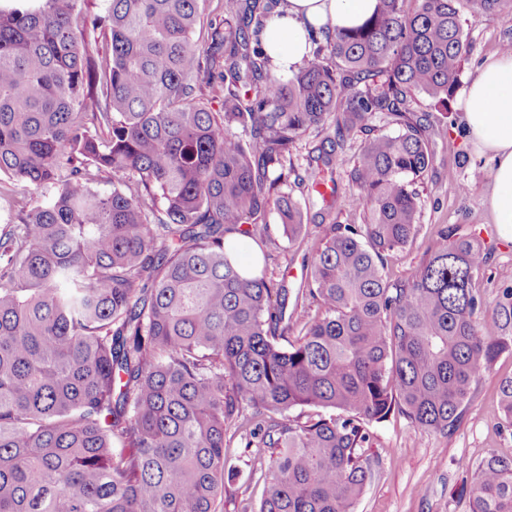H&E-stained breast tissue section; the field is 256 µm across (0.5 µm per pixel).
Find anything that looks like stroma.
<instances>
[{"label": "stroma", "mask_w": 512, "mask_h": 512, "mask_svg": "<svg viewBox=\"0 0 512 512\" xmlns=\"http://www.w3.org/2000/svg\"><path fill=\"white\" fill-rule=\"evenodd\" d=\"M461 22L471 44L461 75L466 87L483 63L512 43V6L486 19L475 17L467 5L461 10ZM409 113L428 129L433 164L418 184L419 231L405 248L387 256L385 274L392 281L409 277L443 225H453L460 236L482 243L488 261L474 286L487 302H494L501 289L512 287V241L501 236L486 207L492 165L468 142L457 106L444 109L417 94L409 103ZM365 140V134L355 130L337 148L336 204L326 211L311 205L304 237L289 240L273 212L266 223L252 228L263 244L268 278L285 280L290 295H297L303 286V258L322 236L324 225L360 224L365 219L364 211L349 203L357 192L350 173ZM463 183L468 184V192L460 191ZM509 376L512 353L506 352L483 371L461 408L456 428L448 433L417 428L396 414L372 424V445L366 451L372 479L354 512H470L471 474L463 461L477 462L492 453L512 458V431L503 428L499 411V384ZM239 424L234 417L225 427L224 512H240L244 504L257 512L265 463L246 448Z\"/></svg>", "instance_id": "1"}]
</instances>
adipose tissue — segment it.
I'll list each match as a JSON object with an SVG mask.
<instances>
[{
    "label": "adipose tissue",
    "mask_w": 512,
    "mask_h": 512,
    "mask_svg": "<svg viewBox=\"0 0 512 512\" xmlns=\"http://www.w3.org/2000/svg\"><path fill=\"white\" fill-rule=\"evenodd\" d=\"M377 9V0H286L261 36L277 73L297 71L313 50L310 30L354 28ZM459 107L466 137L492 164L486 205L502 236L512 241V54L484 63Z\"/></svg>",
    "instance_id": "ef3b65f1"
}]
</instances>
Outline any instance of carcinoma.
Masks as SVG:
<instances>
[{"mask_svg": "<svg viewBox=\"0 0 512 512\" xmlns=\"http://www.w3.org/2000/svg\"><path fill=\"white\" fill-rule=\"evenodd\" d=\"M81 2L0 5V174L55 188L43 206L14 201L0 229V512H224V422L246 408L260 420L245 447L269 453L258 512H354L369 426L397 412L454 430L512 352V289L478 316L487 256L453 226L410 278L385 279L432 163L409 122L366 141L351 205L367 220L328 225L307 258L298 294L321 315L288 346V288L244 276L226 233L248 237L272 206L299 238L289 179L330 209L345 134L404 116L417 92L448 107L470 52L461 0H379L290 76L249 44L278 0H218L205 22L201 0H109L91 20ZM471 2L480 17L509 4ZM332 116L335 140L299 173L294 144ZM500 413L511 428L512 377ZM468 467L470 512H512V459Z\"/></svg>", "mask_w": 512, "mask_h": 512, "instance_id": "cac0c4a2", "label": "carcinoma"}]
</instances>
